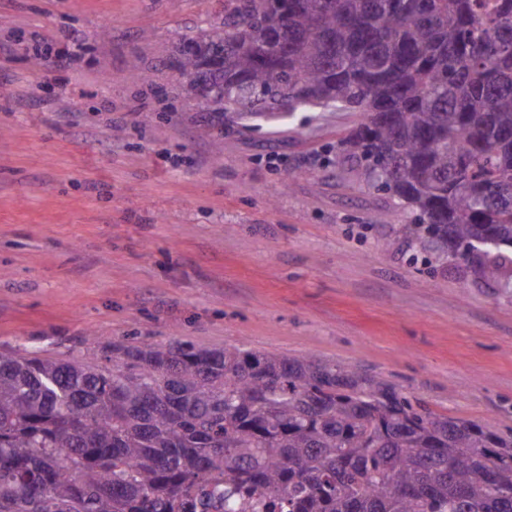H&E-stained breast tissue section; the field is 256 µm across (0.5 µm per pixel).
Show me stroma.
<instances>
[{
  "label": "stroma",
  "mask_w": 512,
  "mask_h": 512,
  "mask_svg": "<svg viewBox=\"0 0 512 512\" xmlns=\"http://www.w3.org/2000/svg\"><path fill=\"white\" fill-rule=\"evenodd\" d=\"M223 21L224 0H0V348L340 361L512 436V290L411 262L407 211L337 160L362 113L188 93L171 60Z\"/></svg>",
  "instance_id": "stroma-1"
}]
</instances>
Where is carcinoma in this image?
Listing matches in <instances>:
<instances>
[{
    "instance_id": "1",
    "label": "carcinoma",
    "mask_w": 512,
    "mask_h": 512,
    "mask_svg": "<svg viewBox=\"0 0 512 512\" xmlns=\"http://www.w3.org/2000/svg\"><path fill=\"white\" fill-rule=\"evenodd\" d=\"M173 66L218 112L333 107L412 247L512 288V0H224ZM0 349V512H512V440L308 357Z\"/></svg>"
}]
</instances>
